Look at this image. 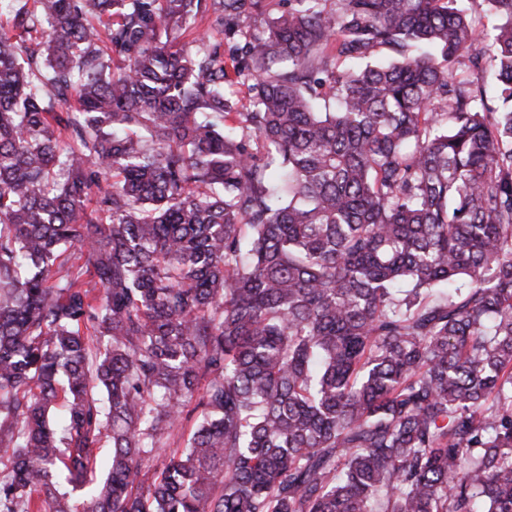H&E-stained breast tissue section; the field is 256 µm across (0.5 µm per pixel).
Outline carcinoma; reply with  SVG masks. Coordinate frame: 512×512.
<instances>
[{"label": "carcinoma", "mask_w": 512, "mask_h": 512, "mask_svg": "<svg viewBox=\"0 0 512 512\" xmlns=\"http://www.w3.org/2000/svg\"><path fill=\"white\" fill-rule=\"evenodd\" d=\"M286 2L0 25V512H512V0ZM215 17L209 15V17L202 22L198 21L189 32L182 35L180 38V45L184 49L194 48L198 43L193 42L195 38L204 37L205 42L211 46L219 45V52L224 53V58L228 56L227 46L223 40V35L217 32V28L214 22ZM201 394L202 389L195 393V396L193 397L191 403L188 404V406L185 408L179 425L177 429L174 431L173 435L167 441V445L165 448H183L185 446L187 439L189 438L190 433L192 432L197 419V412H188L193 410Z\"/></svg>", "instance_id": "1"}]
</instances>
